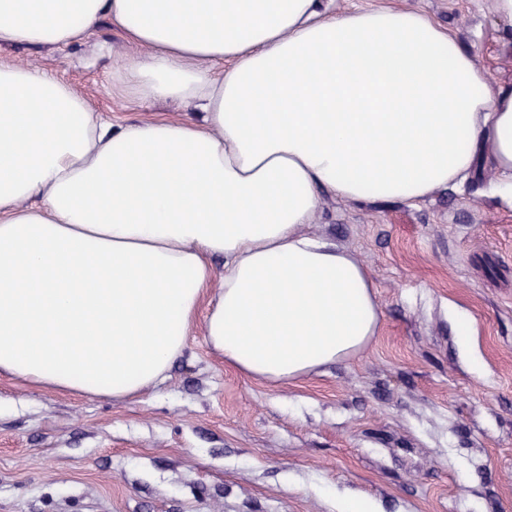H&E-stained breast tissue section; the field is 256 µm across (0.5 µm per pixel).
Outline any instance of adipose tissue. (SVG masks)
<instances>
[{
	"instance_id": "obj_1",
	"label": "adipose tissue",
	"mask_w": 512,
	"mask_h": 512,
	"mask_svg": "<svg viewBox=\"0 0 512 512\" xmlns=\"http://www.w3.org/2000/svg\"><path fill=\"white\" fill-rule=\"evenodd\" d=\"M104 19L144 51L117 91L189 114L115 122L0 60V376L120 402L197 325L246 377L310 375L380 314L367 268L305 231L322 192L414 204L481 154L512 199V87L421 12L0 0V46H66Z\"/></svg>"
}]
</instances>
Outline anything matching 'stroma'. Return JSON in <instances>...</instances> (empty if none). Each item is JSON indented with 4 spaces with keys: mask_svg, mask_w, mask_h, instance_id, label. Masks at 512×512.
Wrapping results in <instances>:
<instances>
[{
    "mask_svg": "<svg viewBox=\"0 0 512 512\" xmlns=\"http://www.w3.org/2000/svg\"><path fill=\"white\" fill-rule=\"evenodd\" d=\"M457 34L493 86H512V25L491 0H390ZM135 48L109 21L64 48L0 47L134 123L177 117L112 88ZM476 160L416 204L323 193L309 233L351 251L380 327L341 364L285 384L249 379L194 327L167 379L115 402L0 377V512H512V205ZM472 319L471 351L451 310ZM480 371H473L472 360Z\"/></svg>",
    "mask_w": 512,
    "mask_h": 512,
    "instance_id": "1",
    "label": "stroma"
}]
</instances>
